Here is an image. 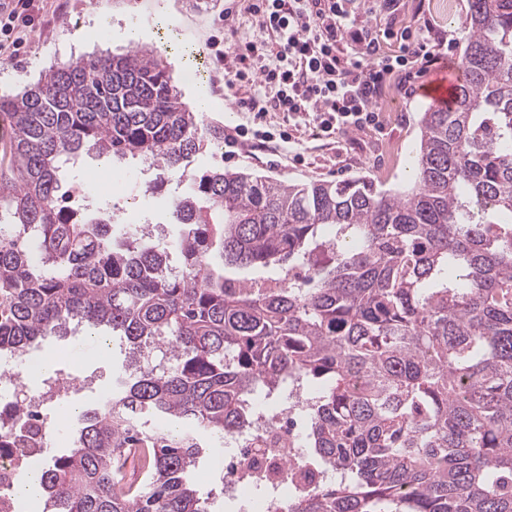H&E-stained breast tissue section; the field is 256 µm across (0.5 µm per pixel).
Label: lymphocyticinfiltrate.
Segmentation results:
<instances>
[{"instance_id":"f902f5d3","label":"lymphocytic infiltrate","mask_w":512,"mask_h":512,"mask_svg":"<svg viewBox=\"0 0 512 512\" xmlns=\"http://www.w3.org/2000/svg\"><path fill=\"white\" fill-rule=\"evenodd\" d=\"M367 0H252L249 10L266 31V41L248 42L233 52L211 40V61L224 73V88L240 108L284 114L280 133L237 125L224 129V155L237 156L246 143H295L296 132L313 127L328 138L381 129L375 102L388 74L396 70L424 73L437 64L447 44L433 27L369 33ZM398 42L394 55L380 52L381 40ZM361 45L362 58L349 56V44ZM274 89L264 106L256 87Z\"/></svg>"}]
</instances>
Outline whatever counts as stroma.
Here are the masks:
<instances>
[{"label":"stroma","mask_w":512,"mask_h":512,"mask_svg":"<svg viewBox=\"0 0 512 512\" xmlns=\"http://www.w3.org/2000/svg\"><path fill=\"white\" fill-rule=\"evenodd\" d=\"M245 6L246 0H34L29 10L34 23L26 27L23 45L13 59H0V95L21 91L50 66L96 52L130 49L125 32L137 26L146 31L148 46L169 63L184 99L205 96L209 104L205 122L259 125L278 132L288 126L282 113L271 110L258 118L239 109L233 99L225 98L222 79L207 72L200 63L211 36H221L228 51L263 39V32ZM467 10L468 0H397L396 10L378 8L371 23L379 32L388 27L400 29L424 23L446 31L447 53L434 67L439 73L460 62L466 37L462 22ZM219 19L224 22L220 28L215 25ZM426 82V77L402 73L387 79L376 103L385 124L383 131H363L336 141L306 128L298 133L299 144L290 148L248 147L233 159L224 158L220 149L209 148L196 157L195 165H221L293 184L344 182L365 176L381 189L406 190L414 179L419 120L430 104L423 94ZM111 204L126 222L161 225L166 220L164 195L142 194L136 184L113 193ZM61 344L70 349L69 360L58 365L62 374L95 381L93 389L72 401L73 406H85L96 398L98 389L111 387L122 356L117 352L101 355L96 338L85 331L62 339L50 336L44 341L48 349Z\"/></svg>","instance_id":"1"}]
</instances>
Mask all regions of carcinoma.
<instances>
[{"mask_svg": "<svg viewBox=\"0 0 512 512\" xmlns=\"http://www.w3.org/2000/svg\"><path fill=\"white\" fill-rule=\"evenodd\" d=\"M463 28L464 81L422 112L415 180L394 194L190 169L224 127L150 48L0 97V351L72 322L127 350L39 467L49 512H210L199 460L257 420L256 396L294 387L310 397L288 512H512V0H469ZM90 153L157 167L146 192L174 185L177 233L74 206L68 163ZM249 485L283 512L278 483Z\"/></svg>", "mask_w": 512, "mask_h": 512, "instance_id": "carcinoma-1", "label": "carcinoma"}]
</instances>
